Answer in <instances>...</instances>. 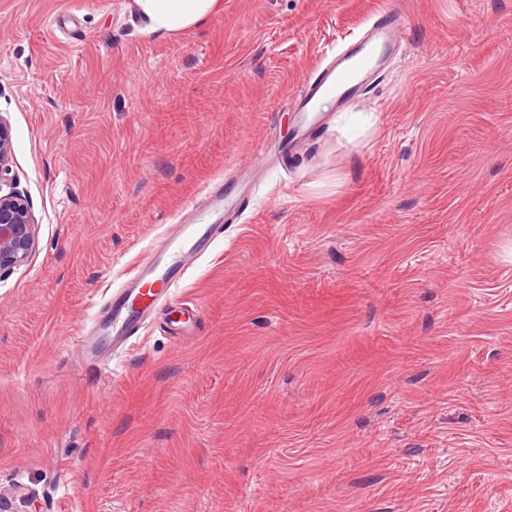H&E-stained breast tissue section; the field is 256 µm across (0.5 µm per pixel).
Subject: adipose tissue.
I'll list each match as a JSON object with an SVG mask.
<instances>
[{
    "label": "adipose tissue",
    "instance_id": "adipose-tissue-1",
    "mask_svg": "<svg viewBox=\"0 0 512 512\" xmlns=\"http://www.w3.org/2000/svg\"><path fill=\"white\" fill-rule=\"evenodd\" d=\"M216 0H135L146 17L147 34L164 36L202 22L211 15Z\"/></svg>",
    "mask_w": 512,
    "mask_h": 512
}]
</instances>
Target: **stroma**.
Here are the masks:
<instances>
[{
  "instance_id": "obj_1",
  "label": "stroma",
  "mask_w": 512,
  "mask_h": 512,
  "mask_svg": "<svg viewBox=\"0 0 512 512\" xmlns=\"http://www.w3.org/2000/svg\"><path fill=\"white\" fill-rule=\"evenodd\" d=\"M368 91L294 157L290 98L382 11ZM0 0V114L39 229L0 274V498L35 512H512V0ZM251 183L125 349L110 285L204 186ZM215 3L216 0H135L148 20L145 32L154 36H165L204 21Z\"/></svg>"
}]
</instances>
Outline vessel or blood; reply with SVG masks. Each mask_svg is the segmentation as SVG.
Segmentation results:
<instances>
[{
  "label": "vessel or blood",
  "mask_w": 512,
  "mask_h": 512,
  "mask_svg": "<svg viewBox=\"0 0 512 512\" xmlns=\"http://www.w3.org/2000/svg\"><path fill=\"white\" fill-rule=\"evenodd\" d=\"M401 30L397 13L381 12L343 53L328 63L314 66L306 85L289 101L297 124L293 139L279 147L281 157H288L307 132L319 124L320 99L331 95L336 101L345 102L363 90L398 41ZM250 200V192L238 185L220 182L206 186L201 200L188 205V219L168 225L155 238L130 277L109 296L107 306L114 346H127L134 337L142 335L158 308L164 306L179 314L172 322L176 335H184L194 326L200 316L199 309L179 300L175 291L198 259L221 237L224 228L221 212L245 211Z\"/></svg>",
  "instance_id": "1"
}]
</instances>
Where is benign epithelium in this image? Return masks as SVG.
<instances>
[{
  "label": "benign epithelium",
  "instance_id": "benign-epithelium-1",
  "mask_svg": "<svg viewBox=\"0 0 512 512\" xmlns=\"http://www.w3.org/2000/svg\"><path fill=\"white\" fill-rule=\"evenodd\" d=\"M12 163L11 127L0 115V273L26 264L39 242L26 196L15 180L7 178Z\"/></svg>",
  "mask_w": 512,
  "mask_h": 512
}]
</instances>
